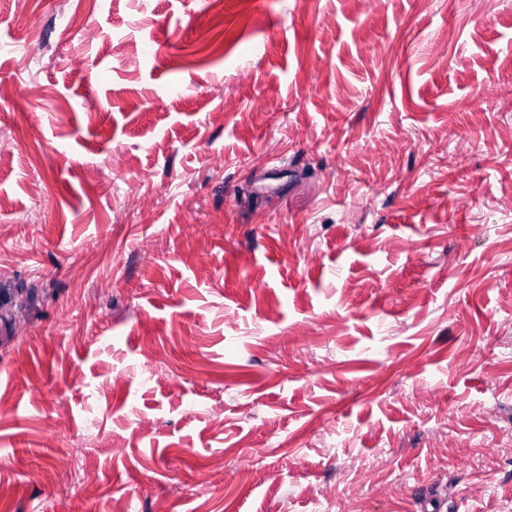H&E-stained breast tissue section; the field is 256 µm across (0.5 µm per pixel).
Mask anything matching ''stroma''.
Wrapping results in <instances>:
<instances>
[{
	"mask_svg": "<svg viewBox=\"0 0 512 512\" xmlns=\"http://www.w3.org/2000/svg\"><path fill=\"white\" fill-rule=\"evenodd\" d=\"M0 265V512H496L512 0H0Z\"/></svg>",
	"mask_w": 512,
	"mask_h": 512,
	"instance_id": "obj_1",
	"label": "stroma"
}]
</instances>
